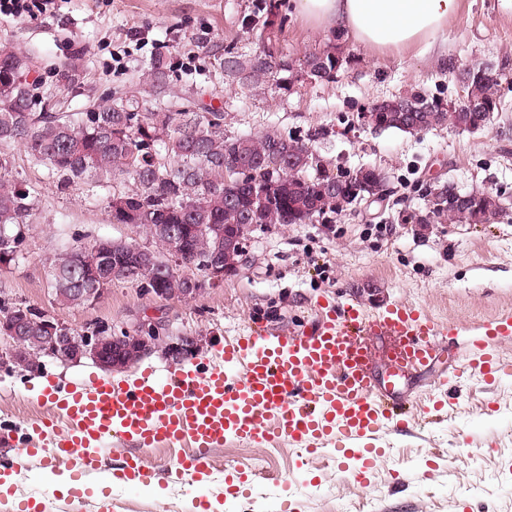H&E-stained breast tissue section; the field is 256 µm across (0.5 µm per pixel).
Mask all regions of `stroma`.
Instances as JSON below:
<instances>
[{
	"instance_id": "obj_1",
	"label": "stroma",
	"mask_w": 512,
	"mask_h": 512,
	"mask_svg": "<svg viewBox=\"0 0 512 512\" xmlns=\"http://www.w3.org/2000/svg\"><path fill=\"white\" fill-rule=\"evenodd\" d=\"M335 40L347 62L334 80L295 83L291 91L264 85L241 89L224 75L225 50L250 55L282 53L290 61ZM24 51L37 61L45 93L69 112L129 92L150 99L149 71L163 61L171 75L167 106L200 99L224 113L227 135L274 127L294 137L317 133L314 146L336 168L375 166L389 176L386 207L344 212L332 222L284 224L255 231L248 260L216 286L192 298H158L118 283L98 301L55 305L48 270L67 247L96 239L134 240L129 227L111 223L113 185H78L58 191L43 166L10 148V177L30 191L27 261L0 270V301L52 311L83 332L98 326L113 333L146 323L165 324L168 335L199 336L192 362L214 360L225 340L256 326L276 334L301 327L339 302L379 311L403 304L441 322L464 326L512 311V211L492 224H420L430 192L450 185L512 194V79L502 82L503 110L485 128L468 132L445 126L416 134L375 131L357 115L372 104L422 91L458 100V73L472 65H512V0H461L458 14L434 46L403 56H379L345 34L330 35L298 16L291 0H58L51 16L36 20L0 17V49ZM80 61V87L67 89L57 73ZM31 373L0 366V426L34 422L46 409L39 386H62L102 375L91 359L64 365L42 357ZM440 359L416 373L408 388L418 409L403 428L384 434L366 484L337 471L335 452L301 457L288 441L270 447L230 442L210 451L203 481L160 480L161 495L113 491L120 512H194L198 495L223 512H344L359 501L364 512H512V373L495 383L463 374L447 417L429 415L440 391L433 382L450 368ZM188 448L141 451L112 441L108 468L144 455L169 467ZM258 473L231 489L240 465Z\"/></svg>"
}]
</instances>
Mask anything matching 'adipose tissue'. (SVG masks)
Wrapping results in <instances>:
<instances>
[{"label": "adipose tissue", "instance_id": "1", "mask_svg": "<svg viewBox=\"0 0 512 512\" xmlns=\"http://www.w3.org/2000/svg\"><path fill=\"white\" fill-rule=\"evenodd\" d=\"M461 0H293L315 27L346 32L373 51H403L434 39Z\"/></svg>", "mask_w": 512, "mask_h": 512}]
</instances>
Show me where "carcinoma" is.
Segmentation results:
<instances>
[{"mask_svg": "<svg viewBox=\"0 0 512 512\" xmlns=\"http://www.w3.org/2000/svg\"><path fill=\"white\" fill-rule=\"evenodd\" d=\"M314 81L336 77L343 58L336 44L304 55ZM226 75L244 88L271 84L288 90L300 79L303 69L293 67L286 57L263 50L245 57L227 52L220 61ZM35 72L34 58L0 50V78ZM288 76L282 77L280 73ZM506 76L492 67L473 66L462 70L458 80L466 97L482 105L474 112L440 108L441 100L414 92L382 100L378 111L391 116L409 97L432 103L416 112L419 131L445 125L481 130L501 111L498 87ZM150 82L155 105L135 95L119 96L90 107L85 112H27L42 104L38 79L25 84L22 92L0 95V147L19 146L37 164L46 168L60 190L89 177L132 182L127 191L113 193L108 201L110 221L138 225L149 243L154 269L119 282L137 288L165 289V297H179L187 287L189 266L203 271L206 263L224 252L223 231L238 224L267 229L281 224H311L328 221L336 214L331 191L339 174L329 170L323 158L313 160V142L282 134L269 127L257 134L229 137L224 134V113L197 107L189 100L178 112H163L160 97L169 87V74L162 63L153 65ZM10 156L0 151V261L15 264L28 258L21 229L32 210L28 191L7 179ZM266 191V201L253 195V188ZM159 224L183 227V260L173 266L167 239ZM136 241H97L66 250L56 257L49 276L54 301L61 306H82L83 297L74 288H104L114 284L112 267L127 261ZM163 274L157 283V274Z\"/></svg>", "mask_w": 512, "mask_h": 512, "instance_id": "1", "label": "carcinoma"}]
</instances>
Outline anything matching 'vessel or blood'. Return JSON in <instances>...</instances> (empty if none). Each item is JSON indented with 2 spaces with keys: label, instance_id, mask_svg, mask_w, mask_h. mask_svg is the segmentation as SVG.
Masks as SVG:
<instances>
[{
  "label": "vessel or blood",
  "instance_id": "1",
  "mask_svg": "<svg viewBox=\"0 0 512 512\" xmlns=\"http://www.w3.org/2000/svg\"><path fill=\"white\" fill-rule=\"evenodd\" d=\"M512 335V313L462 329L393 305L366 314L339 305L315 325L267 337L259 328L225 344L218 360L166 376L152 374L117 384L106 377L68 388L47 383L39 397L51 414L20 430L0 432V444L20 445L27 456L54 468L67 460L71 481L101 473L108 443L119 438L142 448L186 442L192 455L161 472L134 457L112 472L121 487L147 486L160 476L179 480L209 469L207 453L231 439L258 444L285 438L306 454L333 447L359 460L351 475L365 483L389 427H402L404 408L390 400L407 377L437 357V339L449 349H470L467 370L486 378L512 372L494 354L495 342ZM393 339L383 379L371 372L368 337Z\"/></svg>",
  "mask_w": 512,
  "mask_h": 512
}]
</instances>
